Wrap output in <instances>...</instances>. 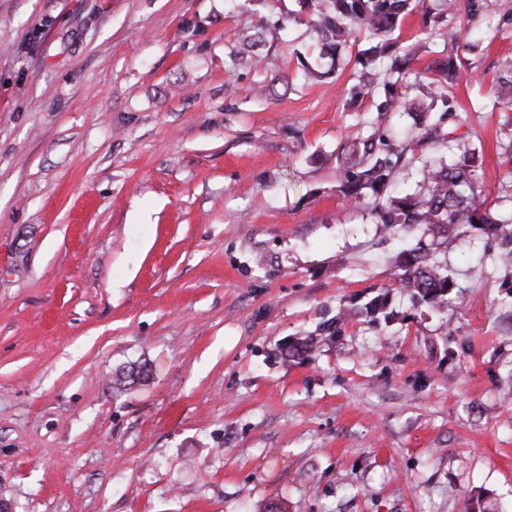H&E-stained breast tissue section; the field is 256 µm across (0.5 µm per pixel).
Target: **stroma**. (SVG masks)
<instances>
[{
	"instance_id": "1",
	"label": "stroma",
	"mask_w": 512,
	"mask_h": 512,
	"mask_svg": "<svg viewBox=\"0 0 512 512\" xmlns=\"http://www.w3.org/2000/svg\"><path fill=\"white\" fill-rule=\"evenodd\" d=\"M297 0H0V503L11 512H512V270L448 245L447 307L393 282L338 191L367 135L354 70L307 82ZM275 26L242 64L227 34ZM408 15L421 71L451 46ZM451 88L488 207L512 206V110L482 112L512 31ZM481 74L471 80L470 72ZM146 381L114 394L130 364ZM392 286L382 287L365 302L359 304L357 300L352 299L349 305L339 309L336 314V320L328 323L321 331L329 339H335L342 336L347 322L358 320L377 324L381 321L389 323L394 321L398 312L392 307L391 290Z\"/></svg>"
}]
</instances>
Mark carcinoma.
Listing matches in <instances>:
<instances>
[{
  "mask_svg": "<svg viewBox=\"0 0 512 512\" xmlns=\"http://www.w3.org/2000/svg\"><path fill=\"white\" fill-rule=\"evenodd\" d=\"M321 0H299L307 10V25L320 47L319 57L329 60L326 67L303 64L309 80L332 74L342 49L365 36L371 44L358 51V83L350 96L373 97L377 113L376 128L368 135L345 143L338 158L339 192L345 203H358L371 197L370 214L391 236H418L410 246L400 248L392 256L394 284L414 305L443 308L448 296L458 287L448 269V262L436 259L440 251H448V243L476 231L498 241L497 258L512 265V215L495 219L481 194L478 170L482 160L478 149L454 135L455 129L444 128L455 116L448 88L459 78L463 60L460 56L439 59L430 70L415 73L414 85L420 93L411 94L403 74L415 60L416 48L406 46L396 52L397 36L403 19L418 8L411 0H327L330 7L320 8ZM459 0H421L424 25L429 34L465 48L475 46L472 30L455 21ZM512 107V74L500 76L493 96L484 109L495 112ZM403 114L416 130L410 139L399 136L388 124L390 115ZM430 149L415 181L412 193H401L395 186L413 175L412 162L416 149ZM391 290L379 289L365 302L353 299L339 309L336 320L324 328L325 336H342L345 324L365 321L377 324L396 319ZM315 346L308 336L296 338L281 348L285 360L304 358Z\"/></svg>",
  "mask_w": 512,
  "mask_h": 512,
  "instance_id": "1",
  "label": "carcinoma"
}]
</instances>
